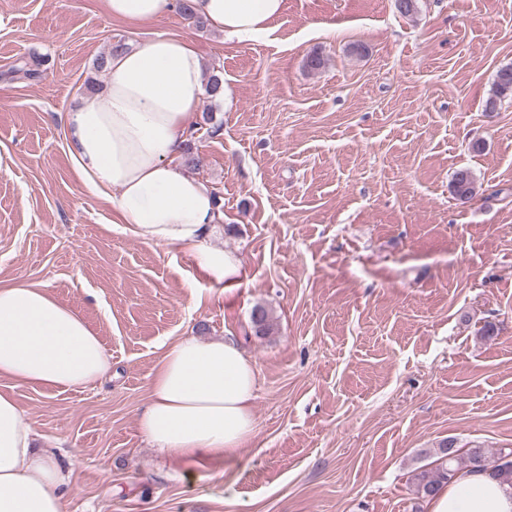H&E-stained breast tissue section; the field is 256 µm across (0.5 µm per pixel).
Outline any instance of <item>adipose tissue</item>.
<instances>
[{
  "mask_svg": "<svg viewBox=\"0 0 512 512\" xmlns=\"http://www.w3.org/2000/svg\"><path fill=\"white\" fill-rule=\"evenodd\" d=\"M130 25L174 15L177 0H102ZM284 0H192L194 13L225 37L265 35ZM206 92L190 38L159 33L115 54L102 89L70 114L71 152L96 195L142 242L189 254L210 282L238 286L240 259L212 246L221 227L213 190L188 174L182 149ZM112 375V355L71 306L43 284H0V512H65L68 478L53 450L39 447L13 385L78 391ZM258 370L233 337L177 338L162 353L138 429L170 459L195 469L234 465L252 439ZM426 512H512V484L476 468L425 500Z\"/></svg>",
  "mask_w": 512,
  "mask_h": 512,
  "instance_id": "adipose-tissue-1",
  "label": "adipose tissue"
}]
</instances>
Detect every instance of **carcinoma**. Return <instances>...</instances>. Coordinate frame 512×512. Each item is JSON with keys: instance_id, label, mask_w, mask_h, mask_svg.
<instances>
[{"instance_id": "cac0c4a2", "label": "carcinoma", "mask_w": 512, "mask_h": 512, "mask_svg": "<svg viewBox=\"0 0 512 512\" xmlns=\"http://www.w3.org/2000/svg\"><path fill=\"white\" fill-rule=\"evenodd\" d=\"M512 95V65L500 68L496 74L495 89L486 103V111L492 112L497 99ZM450 190L458 201H471L476 195V180L468 168H460L453 174ZM251 325L254 335L269 336L275 331V323L268 310L257 305L251 312ZM481 466L493 476L512 482V448H500L492 456H487L480 447L462 450L456 447L455 440L448 438L439 445V459L431 472H422L415 478L416 492L423 498L435 493L438 488L449 483L461 470L471 466Z\"/></svg>"}]
</instances>
